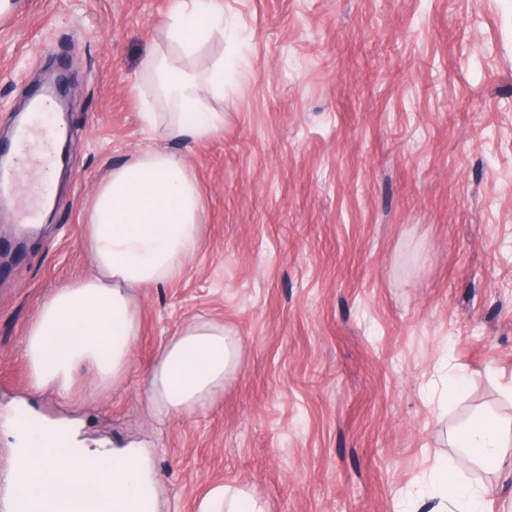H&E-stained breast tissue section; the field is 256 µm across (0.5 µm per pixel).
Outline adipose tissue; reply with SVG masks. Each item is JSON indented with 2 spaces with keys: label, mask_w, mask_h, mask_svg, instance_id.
<instances>
[{
  "label": "adipose tissue",
  "mask_w": 512,
  "mask_h": 512,
  "mask_svg": "<svg viewBox=\"0 0 512 512\" xmlns=\"http://www.w3.org/2000/svg\"><path fill=\"white\" fill-rule=\"evenodd\" d=\"M160 43L148 68L195 54L224 35L221 0H169L157 26ZM224 94V61L206 77L174 76L164 87L172 106L165 115L145 111L146 127L165 129L170 139L201 142L224 127V115L209 101ZM202 208L199 184L182 156L161 149L142 151L114 167L99 183L86 213L85 245L94 276L56 289L41 301L25 333L24 356L31 385L53 388L72 400L80 371L102 386L118 384L132 361L140 334L136 289L178 279L198 247ZM242 359V344L224 327L192 319L160 349L147 384L159 418L193 415L224 388ZM461 443L474 461L501 471L502 450L512 445V428L493 416L473 420ZM432 512L463 502L465 512H493L484 487L449 478L438 467L431 482ZM200 512H268L246 485H223L205 497Z\"/></svg>",
  "instance_id": "obj_1"
}]
</instances>
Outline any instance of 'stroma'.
<instances>
[{"instance_id":"stroma-1","label":"stroma","mask_w":512,"mask_h":512,"mask_svg":"<svg viewBox=\"0 0 512 512\" xmlns=\"http://www.w3.org/2000/svg\"><path fill=\"white\" fill-rule=\"evenodd\" d=\"M0 21V146L50 70L71 75L68 170L39 228L34 181L0 206V475L17 406L73 419L85 447H142L159 512L245 484L270 512H400L435 463L483 484L456 433L512 420V0H223L214 139L146 135L143 71L169 0H11ZM182 155L202 193L200 246L177 280L134 293L122 381L82 374L72 401L32 389L39 303L94 275L84 212L112 167ZM243 345L224 391L158 421L146 377L186 320ZM460 390L447 399L449 386Z\"/></svg>"}]
</instances>
